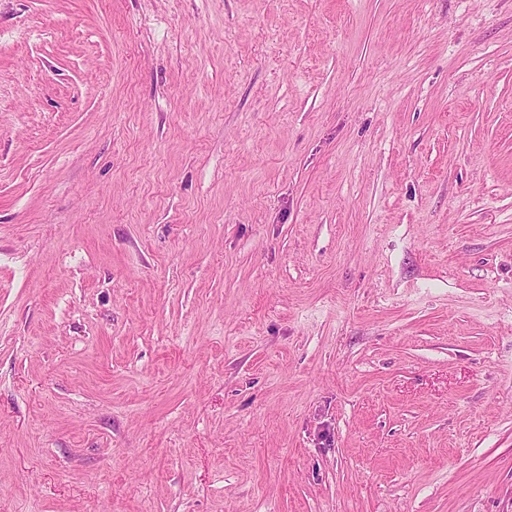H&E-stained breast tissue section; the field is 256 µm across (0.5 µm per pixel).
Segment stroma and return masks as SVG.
Wrapping results in <instances>:
<instances>
[{"instance_id":"35a3bbf8","label":"stroma","mask_w":512,"mask_h":512,"mask_svg":"<svg viewBox=\"0 0 512 512\" xmlns=\"http://www.w3.org/2000/svg\"><path fill=\"white\" fill-rule=\"evenodd\" d=\"M0 512H512V0H0Z\"/></svg>"}]
</instances>
